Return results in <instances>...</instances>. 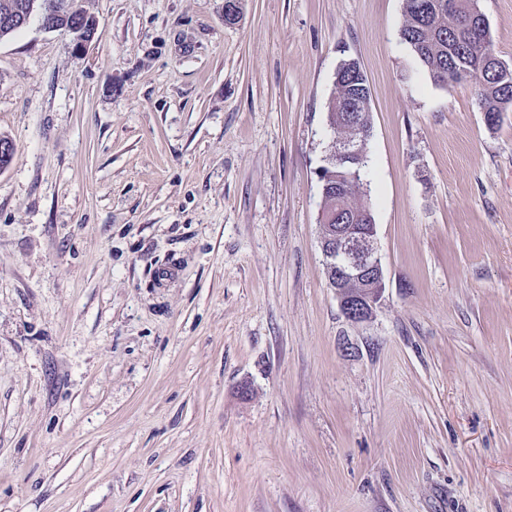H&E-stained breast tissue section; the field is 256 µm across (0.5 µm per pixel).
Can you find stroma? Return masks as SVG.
Segmentation results:
<instances>
[{"label":"stroma","instance_id":"35a3bbf8","mask_svg":"<svg viewBox=\"0 0 512 512\" xmlns=\"http://www.w3.org/2000/svg\"><path fill=\"white\" fill-rule=\"evenodd\" d=\"M239 4L0 40V512H512V111L432 83L403 0ZM478 6L512 64V0ZM344 59L385 273L359 323L318 242Z\"/></svg>","mask_w":512,"mask_h":512}]
</instances>
